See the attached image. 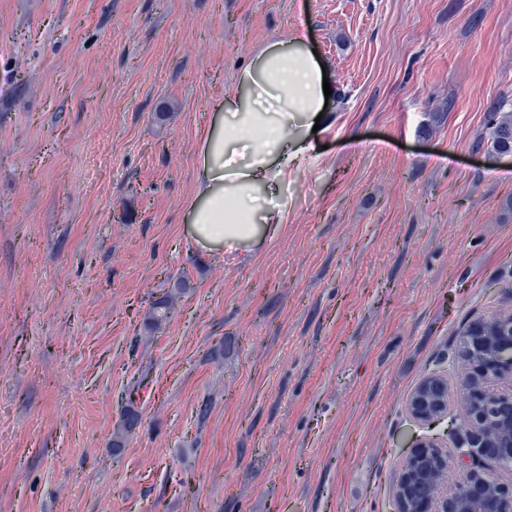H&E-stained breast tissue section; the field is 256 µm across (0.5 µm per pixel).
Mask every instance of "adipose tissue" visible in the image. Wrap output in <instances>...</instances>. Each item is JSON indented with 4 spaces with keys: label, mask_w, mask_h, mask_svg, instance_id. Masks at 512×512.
I'll return each instance as SVG.
<instances>
[{
    "label": "adipose tissue",
    "mask_w": 512,
    "mask_h": 512,
    "mask_svg": "<svg viewBox=\"0 0 512 512\" xmlns=\"http://www.w3.org/2000/svg\"><path fill=\"white\" fill-rule=\"evenodd\" d=\"M323 61L297 37L267 43L235 74L199 137L190 235L206 252L275 235L273 205L290 170L315 151V119L329 107Z\"/></svg>",
    "instance_id": "adipose-tissue-1"
}]
</instances>
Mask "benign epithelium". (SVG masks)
<instances>
[{"label":"benign epithelium","mask_w":512,"mask_h":512,"mask_svg":"<svg viewBox=\"0 0 512 512\" xmlns=\"http://www.w3.org/2000/svg\"><path fill=\"white\" fill-rule=\"evenodd\" d=\"M458 369L421 378L406 400L423 424L456 407L464 428L456 451L424 437L398 460L392 495L397 512H512V310L480 317L458 336ZM490 461L509 474L487 468ZM458 475L454 492H443L448 473Z\"/></svg>","instance_id":"benign-epithelium-1"}]
</instances>
